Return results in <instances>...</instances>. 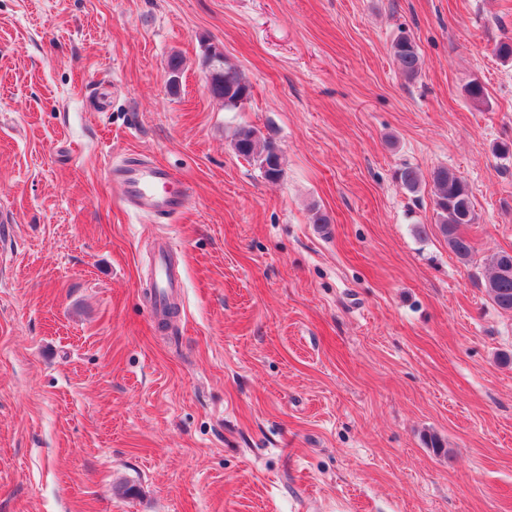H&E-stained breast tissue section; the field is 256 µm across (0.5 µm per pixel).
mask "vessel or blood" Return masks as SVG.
<instances>
[{
    "label": "vessel or blood",
    "instance_id": "b4317fda",
    "mask_svg": "<svg viewBox=\"0 0 512 512\" xmlns=\"http://www.w3.org/2000/svg\"><path fill=\"white\" fill-rule=\"evenodd\" d=\"M117 183L126 206L138 213L168 219L180 214L188 194L177 186V178L164 165L133 157L108 169ZM155 268L152 276V301L155 321H162L167 307L180 289V274L172 260L176 252L173 242L158 239Z\"/></svg>",
    "mask_w": 512,
    "mask_h": 512
}]
</instances>
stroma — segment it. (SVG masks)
Returning <instances> with one entry per match:
<instances>
[{
  "label": "stroma",
  "mask_w": 512,
  "mask_h": 512,
  "mask_svg": "<svg viewBox=\"0 0 512 512\" xmlns=\"http://www.w3.org/2000/svg\"><path fill=\"white\" fill-rule=\"evenodd\" d=\"M503 41L512 0H0V512H512V312L483 287L512 253ZM132 154L188 185L182 213L126 207L107 170ZM440 166L472 192L467 263ZM160 234L183 265L162 329ZM392 53L401 73L407 79L415 78L422 66L416 43L407 36H400L392 44ZM219 66L221 76L213 87V93L216 95L214 97L224 99V109L233 112L247 101L250 95V84L238 68L229 64L225 58ZM232 144L234 151L247 160L254 161L261 169L267 180L275 181L282 176L284 170V155L277 144L269 137H261L256 130L242 126L234 131ZM434 189L436 227L448 248L462 261H470L474 248L469 238L460 232L465 224H474L476 214L472 193L466 183L448 167H438L431 174Z\"/></svg>",
  "instance_id": "obj_1"
}]
</instances>
